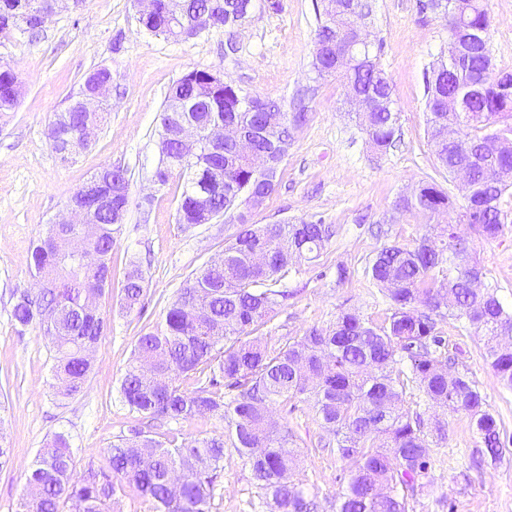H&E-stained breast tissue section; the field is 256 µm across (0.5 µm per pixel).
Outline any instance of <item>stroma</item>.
<instances>
[{
	"mask_svg": "<svg viewBox=\"0 0 512 512\" xmlns=\"http://www.w3.org/2000/svg\"><path fill=\"white\" fill-rule=\"evenodd\" d=\"M256 0L240 26L210 28L186 41L150 36L140 29L135 0H83L54 14L38 35L0 36V66L23 84L16 112L0 118V430L12 456L0 467V512H15L19 495L40 450L57 433L70 439L76 474L88 462L105 465L103 448L134 427L163 441L172 434L190 440L226 431L220 419L179 423L133 412L119 399V382L138 338L164 317L179 291L224 254L235 225L216 220L186 227L176 222L184 182L155 180L157 130L169 87L193 69L217 71L226 82L290 106L298 90L311 87L308 118L292 127L288 152L275 189L251 216L255 224L315 221L335 235L320 257L301 262L281 285L290 297L262 333L299 336L334 323L344 310L382 323L391 303L367 268L383 247L414 245L425 232L394 204L421 182L436 183L457 204L465 191L439 167L427 135L425 73L447 42V21L420 13L417 0H371L369 29L382 48L380 65L394 89L399 132L395 148L379 154L344 110L345 88L335 78H317L311 62L321 0H278L270 9ZM493 19L489 49L496 68L512 69V0H486ZM234 39L236 53L225 51ZM112 74L110 107L90 146L62 161L52 150L48 126L97 69ZM123 168L130 205L112 246V286L100 301L111 313L110 331L94 353L93 372L75 398L59 401L52 376L54 352L36 326L16 325L12 310L31 291L30 255L69 197L103 167ZM459 232L480 262L485 284L512 304V224L486 240L466 225ZM146 278L141 304L121 311V283L131 264ZM439 328L453 371L466 374L495 415L505 449L500 459L484 454L467 415L405 397L424 421L431 467L408 500V512H512V389L484 357L480 336L451 318ZM271 417L288 428L299 462L289 475L314 502V512H334V497L347 463L324 446L334 437L312 405H273ZM212 512H271L269 499L235 448L225 446Z\"/></svg>",
	"mask_w": 512,
	"mask_h": 512,
	"instance_id": "1",
	"label": "stroma"
}]
</instances>
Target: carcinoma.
<instances>
[{"instance_id":"cac0c4a2","label":"carcinoma","mask_w":512,"mask_h":512,"mask_svg":"<svg viewBox=\"0 0 512 512\" xmlns=\"http://www.w3.org/2000/svg\"><path fill=\"white\" fill-rule=\"evenodd\" d=\"M23 0H0V33L30 34L14 24L15 7ZM223 26L242 24L249 12L245 0H223ZM436 10L451 11L462 22L448 26L447 51L430 68L426 112L428 135L439 164L448 174L466 165L473 183L462 207L436 185L423 183L395 204L399 214L419 218L426 233L411 247L383 248L368 268L371 279L391 302L380 325L356 312H342L326 328L312 327L301 336L273 342L258 331L290 297L279 288L280 273L301 259L315 260L333 234L322 222L251 224L250 210L272 194L278 168L291 138L288 113L276 101L230 84L212 85L208 71L194 69L174 82L167 94L196 104L192 116L209 122L234 123L246 135L257 131L254 149L270 153L269 167L258 171L234 144L224 143L215 156L200 143L198 158L184 163L175 139L184 112L164 113L158 130L159 160L155 176L168 184L173 173L185 178L177 223L195 226L207 219L196 193L204 184L213 191L209 210L239 225L224 246V266H206L180 290L162 322L141 336L121 379V401L130 410L172 421L212 416L228 422V434L191 441L173 435L161 442L140 430L104 450L107 466H88L74 476L68 436L54 435L38 455L15 512H112L116 497L131 488L150 502L152 512H210L215 483L230 442L249 464L254 480L272 498L277 512H312L304 491L288 483L296 458L292 436L269 415V407L302 397L313 401L321 423L336 435V453L348 461V472L336 493V512H407L408 494L430 467L421 415L403 408L404 395L415 386L435 407L464 413L475 424L486 453H503L498 424L487 410L475 383L448 372L437 349L445 346L437 318L450 316L482 337L484 355L503 385L512 388V306L492 286L475 281L483 271L468 252L455 224L434 220L458 210V223L477 228L488 240L504 234V215L512 199V96L490 86L465 111H448V97L463 98L473 74L493 64L488 44L466 46L465 28L490 34L492 19L483 0H435ZM372 8L367 0H324V16L315 47L340 46L365 31ZM154 36L174 38V24L158 13L140 23ZM371 46L354 47L355 63L334 67L315 54L318 76H334L345 89L378 97L375 112L358 113L372 146L385 153L397 140L398 117L393 89L379 62L361 64ZM15 76L0 68V115L13 112ZM85 116L57 115L49 140L77 135ZM120 230L110 209L91 210L88 223L74 225L100 255L88 269L76 263L61 271L57 291L31 300L21 297L13 307L15 322L35 324L55 352V375L67 381L60 396L70 398L84 388L93 370L86 351L104 335L101 321L83 312L88 281L108 284L112 278L113 234ZM57 227L38 241L31 266L44 274L57 264ZM145 277L132 267L122 284L124 309L141 304ZM192 381V389L182 381ZM229 389L231 394L224 393Z\"/></svg>"}]
</instances>
